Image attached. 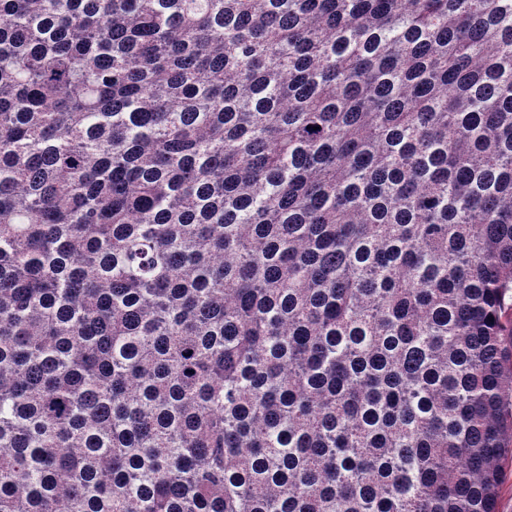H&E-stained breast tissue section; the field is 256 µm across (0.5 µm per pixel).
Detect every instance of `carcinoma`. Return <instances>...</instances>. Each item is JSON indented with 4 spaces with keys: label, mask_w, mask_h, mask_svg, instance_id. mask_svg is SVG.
<instances>
[{
    "label": "carcinoma",
    "mask_w": 512,
    "mask_h": 512,
    "mask_svg": "<svg viewBox=\"0 0 512 512\" xmlns=\"http://www.w3.org/2000/svg\"><path fill=\"white\" fill-rule=\"evenodd\" d=\"M512 0H0V512H498Z\"/></svg>",
    "instance_id": "carcinoma-1"
}]
</instances>
